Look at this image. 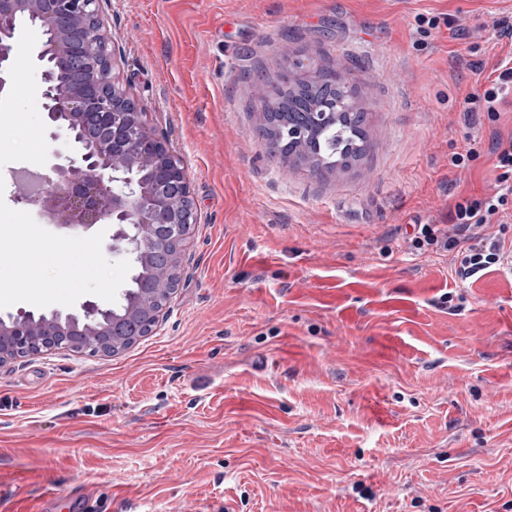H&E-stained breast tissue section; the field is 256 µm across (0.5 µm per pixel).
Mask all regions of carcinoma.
<instances>
[{
  "label": "carcinoma",
  "mask_w": 512,
  "mask_h": 512,
  "mask_svg": "<svg viewBox=\"0 0 512 512\" xmlns=\"http://www.w3.org/2000/svg\"><path fill=\"white\" fill-rule=\"evenodd\" d=\"M344 88L341 75L326 69L311 84L291 90L277 88V94L270 97L272 104L264 112L258 127L269 154L278 155L292 164H305L314 171L333 169L361 156L368 109L358 104L345 112L337 110L336 103L343 96ZM315 112H328L330 117L317 124L313 118ZM298 130L303 131L300 140L292 136ZM167 259L164 246H157L152 255L156 273L160 278H168L166 287L174 288L178 277H168ZM153 327L154 320L145 312L126 336L109 337L104 331L96 336L72 335L64 345L98 353L99 342L103 340L123 350L148 335Z\"/></svg>",
  "instance_id": "obj_1"
}]
</instances>
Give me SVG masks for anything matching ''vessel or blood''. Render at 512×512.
Returning a JSON list of instances; mask_svg holds the SVG:
<instances>
[{"mask_svg": "<svg viewBox=\"0 0 512 512\" xmlns=\"http://www.w3.org/2000/svg\"><path fill=\"white\" fill-rule=\"evenodd\" d=\"M82 478L78 473H70L59 478L54 469L39 466L29 471L0 470V487L5 495L0 496V512H93L89 499L75 495ZM39 486L38 496H30L27 486Z\"/></svg>", "mask_w": 512, "mask_h": 512, "instance_id": "vessel-or-blood-1", "label": "vessel or blood"}]
</instances>
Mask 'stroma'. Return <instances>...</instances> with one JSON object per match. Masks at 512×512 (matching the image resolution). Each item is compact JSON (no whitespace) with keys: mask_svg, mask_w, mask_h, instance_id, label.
Returning <instances> with one entry per match:
<instances>
[{"mask_svg":"<svg viewBox=\"0 0 512 512\" xmlns=\"http://www.w3.org/2000/svg\"><path fill=\"white\" fill-rule=\"evenodd\" d=\"M512 0H105L112 75L187 169L177 290L116 355L0 365V466L79 471L97 512H512V268L459 278L422 224L491 187L464 118ZM443 23L418 33L420 16ZM317 59L372 105L355 166L271 158L259 89ZM477 153L467 166L451 159Z\"/></svg>","mask_w":512,"mask_h":512,"instance_id":"stroma-1","label":"stroma"}]
</instances>
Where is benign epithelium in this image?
Returning <instances> with one entry per match:
<instances>
[{
  "instance_id": "obj_1",
  "label": "benign epithelium",
  "mask_w": 512,
  "mask_h": 512,
  "mask_svg": "<svg viewBox=\"0 0 512 512\" xmlns=\"http://www.w3.org/2000/svg\"><path fill=\"white\" fill-rule=\"evenodd\" d=\"M101 0H0V96L11 88L8 69L22 19L40 32L34 57L42 68L45 117L54 135L79 144L77 157L50 164L43 176L47 190L25 200L47 209L53 223L84 228L116 226L110 249L141 254L138 277L153 275L149 251L158 243L171 246L179 265L185 237L181 229L194 223L178 199H189V183L181 158L147 126L143 107L111 77L107 47L98 23ZM321 65L296 61L289 69L293 84L316 80ZM89 119L99 137L85 141L79 122ZM118 308L84 302L76 312L53 311L38 317L25 310L0 316V345L11 341L39 353L66 327L94 333L106 324L115 332L144 308L135 291H122Z\"/></svg>"
}]
</instances>
